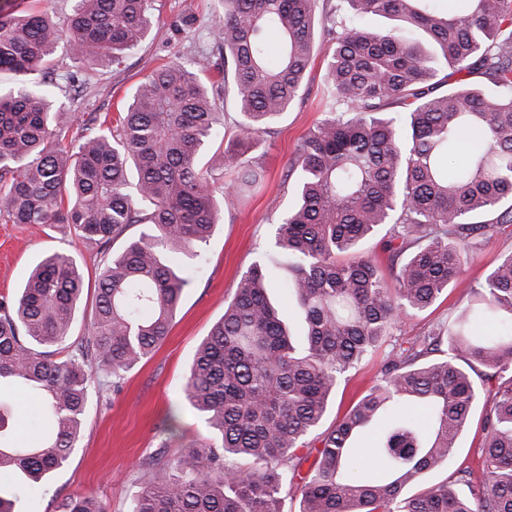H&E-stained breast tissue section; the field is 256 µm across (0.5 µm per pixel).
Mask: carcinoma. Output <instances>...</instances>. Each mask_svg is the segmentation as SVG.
Segmentation results:
<instances>
[{"instance_id":"cac0c4a2","label":"carcinoma","mask_w":512,"mask_h":512,"mask_svg":"<svg viewBox=\"0 0 512 512\" xmlns=\"http://www.w3.org/2000/svg\"><path fill=\"white\" fill-rule=\"evenodd\" d=\"M436 2L223 0L213 41L224 69L211 88L170 62L126 110L76 129L51 104L49 78L32 74L63 41L86 67H120L147 34L152 0H76L65 32L45 13L0 11V72L18 76L0 90V221L68 224L104 255L96 315L65 357L84 293L73 256H45L17 296L0 297V512H14L16 489L39 490L69 463L91 361L118 384L166 339L204 263L193 246L229 198L262 181L251 153L298 98L317 24L327 101L291 163L281 259L263 255L242 273L188 371L187 398L213 442L158 468L133 512H282L287 489L299 494L297 512H512V253L468 285L471 304L383 351L404 318L464 283L474 248L512 226V0L444 11ZM370 16L402 25L371 31ZM419 32L451 72L438 77ZM463 72L491 87L452 80ZM229 85L241 120L224 151L226 183L199 159L224 139L218 100ZM367 240L388 255L389 276L360 250ZM284 266L282 290L305 324L299 346L268 296L272 269ZM380 352L369 391L318 432L341 378ZM18 392L38 404L35 439L9 427ZM482 399L493 411L480 508L446 482L407 494L448 463ZM377 423L375 447L352 448ZM314 433L319 449L303 473L298 450ZM56 512L105 508L77 497Z\"/></svg>"}]
</instances>
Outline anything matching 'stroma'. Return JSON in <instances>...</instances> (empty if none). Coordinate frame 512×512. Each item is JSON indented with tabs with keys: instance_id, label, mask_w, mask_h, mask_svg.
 <instances>
[{
	"instance_id": "stroma-1",
	"label": "stroma",
	"mask_w": 512,
	"mask_h": 512,
	"mask_svg": "<svg viewBox=\"0 0 512 512\" xmlns=\"http://www.w3.org/2000/svg\"><path fill=\"white\" fill-rule=\"evenodd\" d=\"M222 13L220 0H154L148 35L128 51L117 70L107 62L77 66L67 48L59 47L50 65L59 101L84 122L98 113L124 109L134 87L163 63L180 61L203 75L216 74L223 57L213 45L212 30ZM325 67L323 54H316L299 98L263 136L254 156L264 167V179L256 190L232 198L225 207L221 224L203 247L204 270L184 289L164 342L117 385L104 368L92 365L89 403L75 453L44 491L20 493L16 512H48L52 501L75 496L97 499L106 512H131L155 465L182 459L189 449L210 442L209 427L186 397L187 370L197 346L223 316L241 274L272 250L278 215L294 203L297 175L290 164L324 108ZM510 251L512 237L504 235L474 249L467 265L468 283L484 281ZM53 252L72 255L83 271L82 312L71 333L77 342L94 315L103 258L98 247L78 239L73 228L0 223V296H13L30 269ZM469 298L466 287L449 289L431 308L403 325L401 340L423 335ZM380 363L379 357L365 358L345 375L331 398L324 427H331L369 389ZM490 412V405L484 403L475 408L456 455L441 471L428 475L426 484L453 483L471 500H479L484 482L480 448ZM171 415L176 429L168 432L163 424ZM462 470L467 473L463 482L458 479Z\"/></svg>"
}]
</instances>
